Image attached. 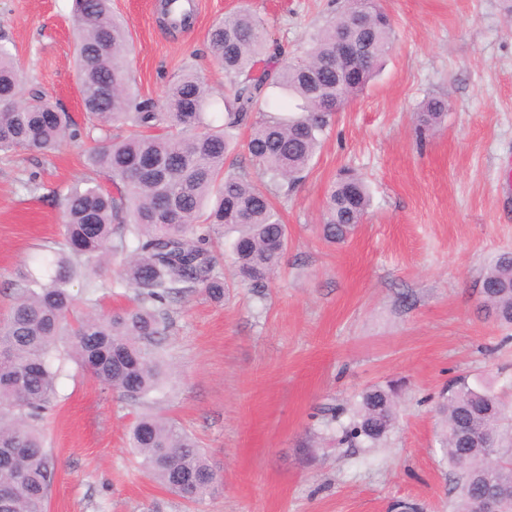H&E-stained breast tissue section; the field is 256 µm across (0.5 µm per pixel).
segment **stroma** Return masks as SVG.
Wrapping results in <instances>:
<instances>
[{"mask_svg": "<svg viewBox=\"0 0 512 512\" xmlns=\"http://www.w3.org/2000/svg\"><path fill=\"white\" fill-rule=\"evenodd\" d=\"M377 2L394 48L279 199L288 249L267 289L242 284L224 256L223 302L200 292L170 302L167 377L143 404L100 386L57 342V403L40 423L56 466L47 512H389L400 499L452 512L440 392L465 375L512 405V332L479 307L489 259L512 250V0ZM160 3L112 0L130 32L132 86L153 101L187 71L223 88L206 34L224 15L256 13L284 62L345 0H193L176 30ZM72 9L73 0H0V31L33 85L79 122ZM432 97L448 112L422 133L415 114ZM90 145L0 156V317L31 256L58 239L57 197L86 174ZM343 167L367 180L372 201L353 235L330 244L325 193ZM393 378L408 388L386 446L330 444L318 407L350 405ZM144 413L175 420L205 450L223 476L214 496L190 502L146 475L129 444Z\"/></svg>", "mask_w": 512, "mask_h": 512, "instance_id": "obj_1", "label": "stroma"}]
</instances>
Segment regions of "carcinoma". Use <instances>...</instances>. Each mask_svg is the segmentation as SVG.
I'll return each instance as SVG.
<instances>
[{"instance_id":"1","label":"carcinoma","mask_w":512,"mask_h":512,"mask_svg":"<svg viewBox=\"0 0 512 512\" xmlns=\"http://www.w3.org/2000/svg\"><path fill=\"white\" fill-rule=\"evenodd\" d=\"M172 28L176 0H164ZM367 28L351 25L354 12ZM76 69L88 131L99 146L87 156L92 173L112 178L115 191L95 177L62 198V241L33 258L38 270L19 276L7 317L0 320V512H46L55 466L43 446L39 421L56 398L58 340L99 383L139 404L161 390L160 350L169 327L168 302L202 291L224 301L216 270L214 235L233 233L238 275L263 288L288 246L274 198L305 177L336 112L362 91L393 48V25L372 0H348L309 38L296 60L260 66L269 52L265 29L248 11L224 16L208 30L210 52L224 69L217 96L194 73H184L160 102L132 91L126 65L127 26L112 16V0H75ZM358 41L364 57L352 77L336 74L338 37ZM22 66L0 44V154L54 151L80 136L77 123L42 90L26 87ZM448 112L442 98L417 113L423 130L438 128ZM122 126L134 132L115 133ZM241 129L248 154L266 176L258 185L228 160ZM371 205L369 187L343 168L327 189L324 240L340 243ZM128 253L122 280L135 290L132 305L112 314H76L70 288L79 278L91 292L105 287L98 265ZM483 304L495 320L512 325V251L498 253L482 280ZM405 384L369 386L348 408L332 407L326 425L348 448L383 447L396 422ZM439 441L455 470L454 512H476L477 497L492 493L512 512V409L494 392L459 378L438 403ZM130 445L149 477L188 499L213 494L216 467L196 442L168 418L143 414Z\"/></svg>"}]
</instances>
